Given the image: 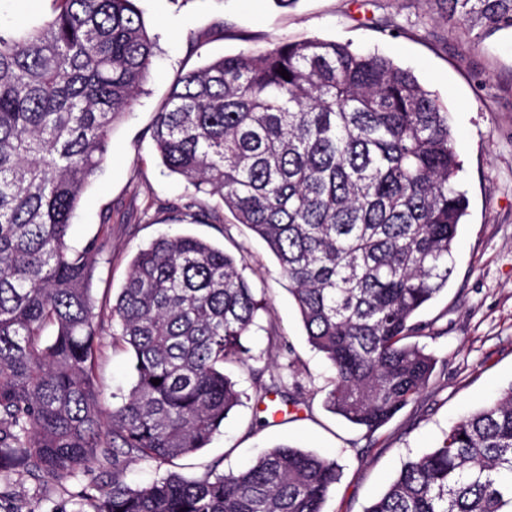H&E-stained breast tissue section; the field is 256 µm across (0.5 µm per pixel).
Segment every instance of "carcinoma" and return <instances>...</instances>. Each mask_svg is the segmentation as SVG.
Here are the masks:
<instances>
[{
    "instance_id": "1",
    "label": "carcinoma",
    "mask_w": 512,
    "mask_h": 512,
    "mask_svg": "<svg viewBox=\"0 0 512 512\" xmlns=\"http://www.w3.org/2000/svg\"><path fill=\"white\" fill-rule=\"evenodd\" d=\"M55 2L35 24L0 28V473L62 481L110 459L88 512H323L339 465L299 447L235 473L175 471L243 403L225 365H248L243 340L268 313L243 255L189 234L137 253L110 310L133 382L101 407L98 244L67 238L157 40L133 0ZM428 2L484 36L512 33V0ZM151 137L170 173L220 198L212 223L228 209L275 256L334 370L329 411L370 434L426 387L437 359L417 342L418 315L448 288L469 201L448 112L410 71L320 38L247 49L180 75ZM139 462L168 470L132 486ZM364 512H512V385L406 461Z\"/></svg>"
}]
</instances>
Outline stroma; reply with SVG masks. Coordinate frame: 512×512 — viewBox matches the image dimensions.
<instances>
[{
	"label": "stroma",
	"instance_id": "obj_1",
	"mask_svg": "<svg viewBox=\"0 0 512 512\" xmlns=\"http://www.w3.org/2000/svg\"><path fill=\"white\" fill-rule=\"evenodd\" d=\"M160 35L145 92L114 128L111 157L84 192L70 228L76 249L101 245L91 280L100 326L96 386L104 407L132 381V355L113 346L108 316L136 253L164 234H190L231 254L247 251V275L269 309L244 340L249 366L227 365L246 399L182 473L198 478L228 472L272 446L289 443L336 459L338 482L324 512H363L402 463L434 448L464 414L493 401L512 384V34L481 39L444 24L427 0H135ZM319 37L378 53L410 70L447 107L461 160L457 184L469 199L447 288L420 314L424 343L438 359L429 384L371 437L324 406L334 372L307 341L289 282L266 244L232 214L223 223L177 217L194 190L162 166L148 133L155 113L182 73L247 48L270 49ZM274 326L281 348L268 345ZM289 348L298 361L301 399L282 394L288 416L260 412L268 382ZM111 464L94 463L61 482L0 475V512H86L85 491L110 480Z\"/></svg>",
	"mask_w": 512,
	"mask_h": 512
}]
</instances>
